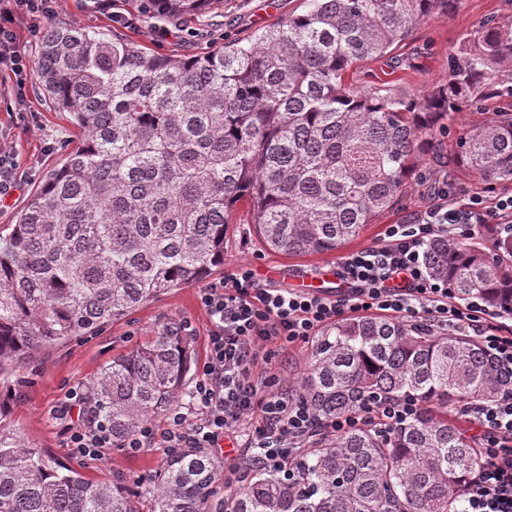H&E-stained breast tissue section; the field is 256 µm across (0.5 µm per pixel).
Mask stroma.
Returning a JSON list of instances; mask_svg holds the SVG:
<instances>
[{"mask_svg":"<svg viewBox=\"0 0 512 512\" xmlns=\"http://www.w3.org/2000/svg\"><path fill=\"white\" fill-rule=\"evenodd\" d=\"M304 10V0H224L205 21L174 25L144 20L129 0H59L54 19L103 32L115 29L159 54L193 55L247 39ZM491 16L512 22V0H460L452 13H431L393 49L399 68H390L383 60L368 61L352 80L358 85L396 88L409 96L422 93L428 85L446 79L448 58L460 40ZM33 85L34 73L29 68L0 82V140L15 147L23 174L12 188L0 190V225L13 223L46 174L62 166V145L74 135L67 114L55 111L48 101L38 97ZM18 88L25 93L20 104L14 96ZM23 111L34 114V123L20 120ZM418 170L419 177L407 181L402 198L392 210L366 225L358 238L328 253L286 255L266 249L248 205H239L224 235V264L214 272L213 281L223 280L242 265L252 267L262 282L273 286L294 289L300 280L321 279L342 258L379 244L387 225L409 223L424 209L429 186L436 180L448 181L452 187L488 201L512 193V181L489 185L462 168L444 172L434 163L423 161ZM198 292L195 284L174 289L161 301L105 324L93 335L72 339L41 354L18 378L8 381L16 390L7 418L9 426L25 440L51 451L63 464L73 465L67 446L69 395L72 390L87 389L113 356L131 350L168 323L178 322L187 327L195 366H202L210 324L199 304ZM164 460L162 452L154 448L136 456L113 449L102 460L83 466L82 471L91 479L116 480L135 490L136 512H148L150 501L140 494L139 479L160 468Z\"/></svg>","mask_w":512,"mask_h":512,"instance_id":"35a3bbf8","label":"stroma"}]
</instances>
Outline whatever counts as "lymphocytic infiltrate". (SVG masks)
Here are the masks:
<instances>
[{"instance_id": "f902f5d3", "label": "lymphocytic infiltrate", "mask_w": 512, "mask_h": 512, "mask_svg": "<svg viewBox=\"0 0 512 512\" xmlns=\"http://www.w3.org/2000/svg\"><path fill=\"white\" fill-rule=\"evenodd\" d=\"M58 0H0V73L19 74L26 59L19 49L21 29L39 33V20L53 17ZM432 202L408 224L387 225L380 244L344 257L338 293L302 292L261 286L253 269L239 267L223 282L199 292L210 330L205 361L194 386L198 415L172 410L168 426L143 424L121 446L135 455L149 448L170 454L181 448H219L226 437L249 452L252 465L283 471L318 435L361 425L391 432L417 411L411 399L377 397L360 411L319 422L306 401L283 389L266 364L270 347L305 343L323 327L346 316L382 314L428 328L469 330L512 371V324L478 300L459 302L446 280L433 277L424 251L435 234L455 239L495 225L512 234V194L494 203L470 196L458 202L447 183H434ZM471 429L477 467L461 490L462 512H512V396L463 407ZM69 446L79 462L104 458L112 448V428L100 416L69 425Z\"/></svg>"}]
</instances>
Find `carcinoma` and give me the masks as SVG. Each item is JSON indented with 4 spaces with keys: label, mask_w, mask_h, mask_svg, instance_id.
Returning <instances> with one entry per match:
<instances>
[{
    "label": "carcinoma",
    "mask_w": 512,
    "mask_h": 512,
    "mask_svg": "<svg viewBox=\"0 0 512 512\" xmlns=\"http://www.w3.org/2000/svg\"><path fill=\"white\" fill-rule=\"evenodd\" d=\"M177 23L221 0H131ZM459 0H306L303 13L199 56L160 55L115 34L58 22L44 32L36 93L79 137L0 226V374L161 300L224 265L227 217L245 203L262 242L326 253L392 208L420 156L439 157L453 115L512 95V24L491 17L448 58V79L411 98L360 88L347 73L390 56L421 19ZM448 163L488 183L512 181V115L464 126ZM430 272L458 300L512 314V236L492 251L436 238ZM193 351L169 323L112 359L88 401L118 446L187 395ZM512 393V378L474 336L375 316L320 336L298 395L323 421L377 393L415 398L392 432L332 435L292 465L252 467L221 495L205 448L165 459L144 487L152 512H460L477 466L448 409ZM0 512H135L119 483L97 482L10 431L0 399Z\"/></svg>",
    "instance_id": "1"
}]
</instances>
